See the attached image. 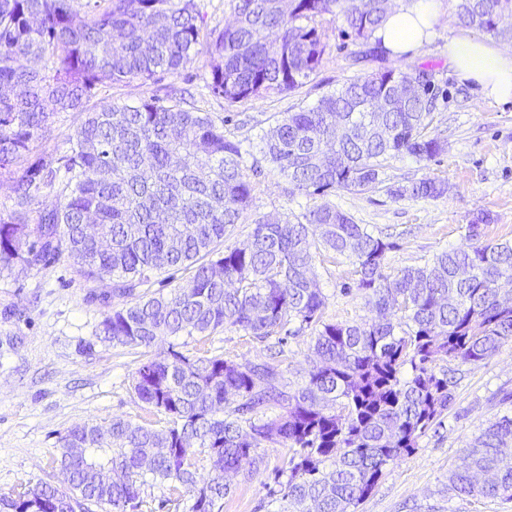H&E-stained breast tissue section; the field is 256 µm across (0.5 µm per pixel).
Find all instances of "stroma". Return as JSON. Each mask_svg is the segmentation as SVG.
<instances>
[{"mask_svg":"<svg viewBox=\"0 0 512 512\" xmlns=\"http://www.w3.org/2000/svg\"><path fill=\"white\" fill-rule=\"evenodd\" d=\"M329 50L317 74L292 92H271L228 103L211 95V56L207 45L178 73L144 81L128 78L104 84L89 108L104 103L134 105L177 89L201 111L224 121V135L241 144L250 160H260L262 138L284 113L313 107L325 94L349 79L374 71V64L351 65L352 44L338 33L341 20L325 17ZM454 0H440L439 17L430 36L413 51L390 57V67L432 74L435 109L429 136L444 141L445 150L429 160L408 153L389 158L381 184L363 192L336 191L306 196L291 191L287 180L262 162L253 177L252 201L241 224L228 232L229 246L246 245L255 219H296L313 207L329 204L394 242L387 255L389 270L415 266L434 254L461 247V228L474 213L489 211L493 221L486 239H512V103L484 97L476 84L459 80L448 63V40L461 33ZM78 124L75 113L53 119L51 129L20 160L27 167L45 153L65 155ZM425 177L448 183L446 195L413 199L392 195V188ZM353 267L346 260L317 262L326 296L323 319L360 323L375 311L362 292L349 283ZM112 278L88 280L66 256L24 273L0 274V495L29 484H58L61 439L71 428L123 418L157 421L134 390L138 351L116 348L98 336L103 317L121 307ZM206 348L237 362L261 363L271 355L268 343L232 325L215 333ZM512 412V344L477 365L461 366L454 401L437 429L423 436L412 454L388 466L375 491L358 512H512V500L461 497L448 488V473L466 442L489 422ZM287 448L266 444L251 478L234 477V493L224 512H273L267 485L283 464Z\"/></svg>","mask_w":512,"mask_h":512,"instance_id":"1","label":"stroma"}]
</instances>
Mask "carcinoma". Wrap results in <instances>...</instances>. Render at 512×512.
Wrapping results in <instances>:
<instances>
[{
  "mask_svg": "<svg viewBox=\"0 0 512 512\" xmlns=\"http://www.w3.org/2000/svg\"><path fill=\"white\" fill-rule=\"evenodd\" d=\"M72 2L0 0V179L10 190L0 209V271L65 253L88 279L114 277L112 294L126 302L106 314L99 335L140 351L134 390L165 419L71 428L58 460L70 486L39 481L0 495V512H134L149 480L172 487L166 503L176 509L187 493L188 512H223L233 493L227 475L253 473L266 443L288 448L270 491L276 512H357L387 467L439 424L458 367L512 343V305L500 296L501 283L512 284V240L484 239L492 218L481 211L462 226L465 245L391 273L394 243L324 204L294 222L258 218L246 247L224 245L253 191L224 124L174 94L85 107L107 82L146 81L188 63L203 23L195 0H108L103 9L89 0L82 15ZM371 2L227 0L233 22L210 32L211 93L236 103L302 87L329 47L319 26L326 16L341 20L358 47L354 64L385 61L375 33L388 11ZM505 12L512 0H456L459 24L512 40V30L495 27ZM28 58L42 66L21 64ZM402 78L431 82L425 70L384 66L285 113L263 141L264 161L313 196L371 188L396 153L439 155L444 144L426 135L432 100L403 98ZM69 112L81 121L67 154L16 169L50 119ZM338 124L346 128L339 140ZM43 188L61 203L32 224ZM447 192L435 178L390 190L415 199ZM323 251L352 261L354 285L377 319L323 321L314 270ZM166 269L188 273L189 287L139 292ZM228 322L280 346L314 330L304 385L288 387L280 360L237 363L183 343L153 351L163 336H211ZM200 456L210 464L205 479ZM449 482L460 495L512 500V414L467 443Z\"/></svg>",
  "mask_w": 512,
  "mask_h": 512,
  "instance_id": "1",
  "label": "carcinoma"
}]
</instances>
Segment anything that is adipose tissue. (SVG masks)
Wrapping results in <instances>:
<instances>
[{
  "label": "adipose tissue",
  "instance_id": "adipose-tissue-1",
  "mask_svg": "<svg viewBox=\"0 0 512 512\" xmlns=\"http://www.w3.org/2000/svg\"><path fill=\"white\" fill-rule=\"evenodd\" d=\"M436 17L435 0H411L389 13L378 35L386 49L403 55L427 37ZM448 61L461 79L478 85L486 97L512 102V51L461 33L448 41Z\"/></svg>",
  "mask_w": 512,
  "mask_h": 512
}]
</instances>
